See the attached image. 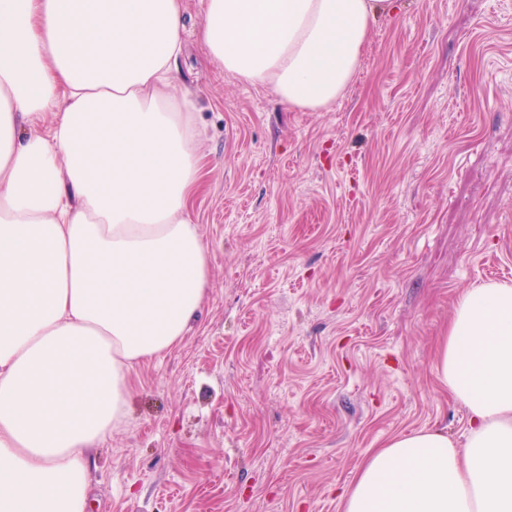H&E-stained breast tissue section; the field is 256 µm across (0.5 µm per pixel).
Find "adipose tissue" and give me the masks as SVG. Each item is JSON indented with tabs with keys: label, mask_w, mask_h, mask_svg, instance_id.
<instances>
[{
	"label": "adipose tissue",
	"mask_w": 512,
	"mask_h": 512,
	"mask_svg": "<svg viewBox=\"0 0 512 512\" xmlns=\"http://www.w3.org/2000/svg\"><path fill=\"white\" fill-rule=\"evenodd\" d=\"M400 8L202 0L197 34L239 80L323 112ZM187 34L185 0H0V512H87V449L126 419L132 368L176 347L205 296ZM436 361L463 441L395 436L343 512H512V285L462 292Z\"/></svg>",
	"instance_id": "obj_1"
}]
</instances>
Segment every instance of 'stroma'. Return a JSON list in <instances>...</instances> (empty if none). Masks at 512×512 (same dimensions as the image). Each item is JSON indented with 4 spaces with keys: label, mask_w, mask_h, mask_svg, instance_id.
<instances>
[{
    "label": "stroma",
    "mask_w": 512,
    "mask_h": 512,
    "mask_svg": "<svg viewBox=\"0 0 512 512\" xmlns=\"http://www.w3.org/2000/svg\"><path fill=\"white\" fill-rule=\"evenodd\" d=\"M324 112L186 36L207 291L90 449V512H341L371 452L462 438L437 380L456 297L512 284V0H404Z\"/></svg>",
    "instance_id": "35a3bbf8"
}]
</instances>
